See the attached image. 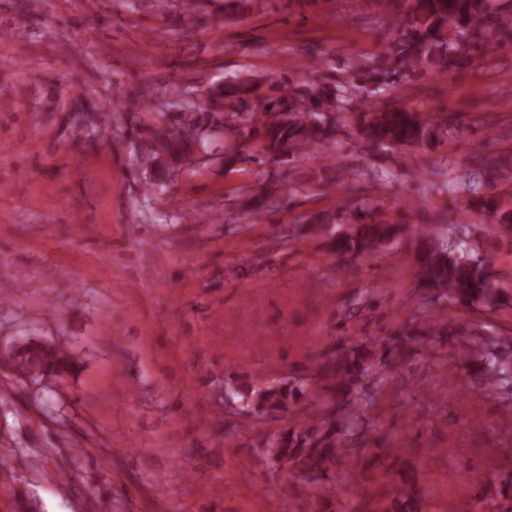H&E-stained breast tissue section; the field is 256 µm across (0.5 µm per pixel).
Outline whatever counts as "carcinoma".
I'll return each instance as SVG.
<instances>
[{"mask_svg":"<svg viewBox=\"0 0 512 512\" xmlns=\"http://www.w3.org/2000/svg\"><path fill=\"white\" fill-rule=\"evenodd\" d=\"M259 0H224V13L239 17L252 11ZM352 5L369 7L389 19L382 30L384 47L374 58L348 59L347 78L329 82L317 75L321 59L310 56L300 79L286 75L274 79L234 76L208 91L204 108L183 106L178 122L159 124L150 140L135 149V160L150 174L158 188L171 179V167L187 159L214 134H224V165L254 158L262 153L276 163L281 157L295 162L312 158L336 144L346 126L355 128L360 143L369 153L403 152L414 147L432 150L454 139L456 129L448 120H432L397 97H387L390 88L436 71L460 70L484 56L486 36L494 42L512 43V0H354ZM472 169L453 184L458 214L436 215L437 223L448 224V233L468 234L467 220L488 217L503 228L512 227V208L500 205L490 191L489 170L481 156L473 155ZM298 236L323 244L329 256L366 258L391 254L404 240L411 241L420 287L428 296L419 300V325L407 320L395 336L385 340L366 339L355 347L339 348L325 355L310 375L286 380L256 391L242 384L231 385L228 403H241L253 414L286 412L295 417L292 426L263 441L264 454L275 463H288L296 476L319 487L332 499L346 491L332 482V468L343 462L353 471L371 473L386 458L384 491L371 505L372 512H446L432 487L418 488L408 476L391 483L392 465L405 453L403 448L385 446L367 456L362 444L368 432L379 427V418H366V406L356 385L364 378L380 383L393 365L401 364L419 350L422 328L447 331L442 320L449 305L498 307L506 300L494 287L484 258L473 255L463 238L444 242L433 228L410 225L389 217L382 205L364 193L359 180H345L337 208L321 210L297 225ZM462 359L479 367L478 397H488L512 408V338L458 326ZM77 359L54 341L25 338L0 350V369L22 382L40 385L60 382L71 374ZM504 463L490 478L473 473L466 487L477 509L512 512V451L499 449Z\"/></svg>","mask_w":512,"mask_h":512,"instance_id":"obj_1","label":"carcinoma"}]
</instances>
